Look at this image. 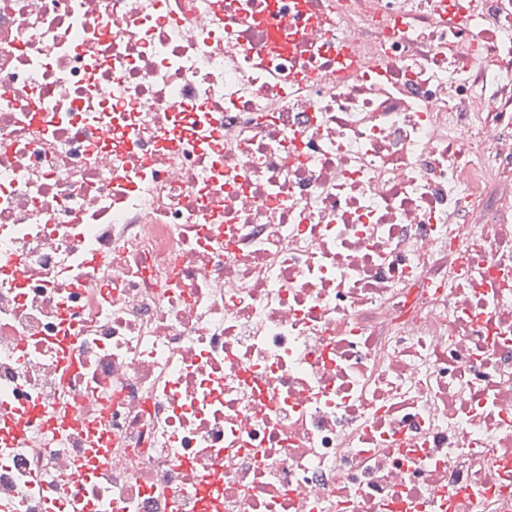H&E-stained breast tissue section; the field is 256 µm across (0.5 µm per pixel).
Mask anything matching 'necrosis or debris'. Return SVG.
I'll list each match as a JSON object with an SVG mask.
<instances>
[{
    "instance_id": "4bbe7bcc",
    "label": "necrosis or debris",
    "mask_w": 512,
    "mask_h": 512,
    "mask_svg": "<svg viewBox=\"0 0 512 512\" xmlns=\"http://www.w3.org/2000/svg\"><path fill=\"white\" fill-rule=\"evenodd\" d=\"M2 410L0 512H512V0H0Z\"/></svg>"
}]
</instances>
